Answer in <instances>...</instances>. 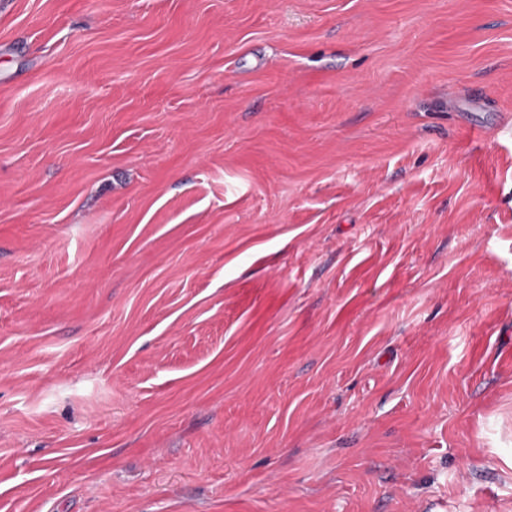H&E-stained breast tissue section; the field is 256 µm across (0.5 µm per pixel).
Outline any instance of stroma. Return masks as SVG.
Segmentation results:
<instances>
[{"label":"stroma","mask_w":512,"mask_h":512,"mask_svg":"<svg viewBox=\"0 0 512 512\" xmlns=\"http://www.w3.org/2000/svg\"><path fill=\"white\" fill-rule=\"evenodd\" d=\"M0 512H512V0H0Z\"/></svg>","instance_id":"35a3bbf8"}]
</instances>
